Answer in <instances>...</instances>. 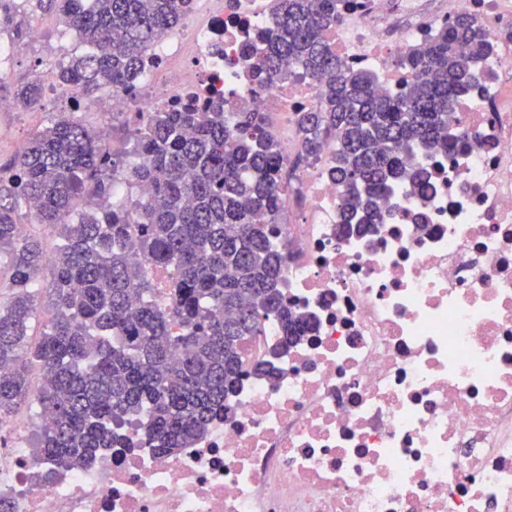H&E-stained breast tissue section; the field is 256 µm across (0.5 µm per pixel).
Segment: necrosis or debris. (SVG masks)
<instances>
[{"instance_id": "1", "label": "necrosis or debris", "mask_w": 512, "mask_h": 512, "mask_svg": "<svg viewBox=\"0 0 512 512\" xmlns=\"http://www.w3.org/2000/svg\"><path fill=\"white\" fill-rule=\"evenodd\" d=\"M155 44L133 91H109L107 121H133L187 94L222 92L272 119L284 156L296 113L318 103L306 77L248 79L246 34L272 0H212ZM467 13L490 47L480 95L458 126L483 139L425 158L435 183L396 185L367 234H339L342 189L324 148L288 192L283 291L311 329L278 358L277 323L243 347L273 359L244 375L205 436L163 455L121 426L88 469L46 473L27 452L36 417L0 424V498L13 512H512V0H349L327 39L348 63L397 81L401 59Z\"/></svg>"}]
</instances>
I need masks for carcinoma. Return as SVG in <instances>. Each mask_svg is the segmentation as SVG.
Returning <instances> with one entry per match:
<instances>
[{
	"mask_svg": "<svg viewBox=\"0 0 512 512\" xmlns=\"http://www.w3.org/2000/svg\"><path fill=\"white\" fill-rule=\"evenodd\" d=\"M191 0H0V26L31 5L53 12L86 50L47 73L85 99L130 89L145 54L172 30ZM347 0H273L275 27L245 43L251 80L295 72L318 86V105L296 114L298 168L334 146L343 228L379 223L380 200L399 182L423 186L422 159L483 132L449 124L479 89L487 52L469 15L448 20L401 62L408 79L379 89L374 74L341 59L324 37ZM43 85L20 82L14 97L37 106ZM131 155H115L72 112L32 133L0 168V422L34 404L46 418L32 456L51 470H78L113 448L115 429L138 418L145 444L172 454L224 415L243 373L242 343L276 322L280 350L311 328L282 295L283 252L267 225L285 206V167L260 112H226L224 99L190 98L149 112L129 128ZM146 185L128 205L112 180ZM86 201V208L78 202ZM60 229L44 253L31 228ZM137 232L138 253L128 242ZM173 269L163 308L143 262ZM52 310L36 342L30 329ZM179 323L175 336L172 324ZM42 374L33 385L31 371Z\"/></svg>",
	"mask_w": 512,
	"mask_h": 512,
	"instance_id": "carcinoma-1",
	"label": "carcinoma"
}]
</instances>
